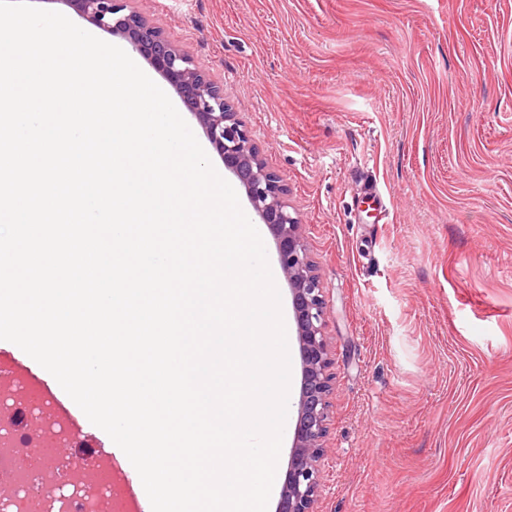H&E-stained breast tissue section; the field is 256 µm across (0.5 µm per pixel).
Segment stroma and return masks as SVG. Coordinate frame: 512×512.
<instances>
[{"instance_id": "obj_1", "label": "stroma", "mask_w": 512, "mask_h": 512, "mask_svg": "<svg viewBox=\"0 0 512 512\" xmlns=\"http://www.w3.org/2000/svg\"><path fill=\"white\" fill-rule=\"evenodd\" d=\"M129 5L223 84L306 227L336 372L320 512H512V0ZM20 368L63 396L0 340Z\"/></svg>"}]
</instances>
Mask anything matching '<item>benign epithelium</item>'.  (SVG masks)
<instances>
[{
  "label": "benign epithelium",
  "instance_id": "benign-epithelium-1",
  "mask_svg": "<svg viewBox=\"0 0 512 512\" xmlns=\"http://www.w3.org/2000/svg\"><path fill=\"white\" fill-rule=\"evenodd\" d=\"M67 2L97 26L127 40L164 75L206 130L225 167L244 186L254 211L277 241L278 261L292 291L303 380L278 512H318L325 487L323 466L336 372L327 334V304L317 262L307 245L305 225L288 211L285 185L268 168L237 118L224 86L213 82L203 66L181 53L149 20L127 11V0Z\"/></svg>",
  "mask_w": 512,
  "mask_h": 512
}]
</instances>
